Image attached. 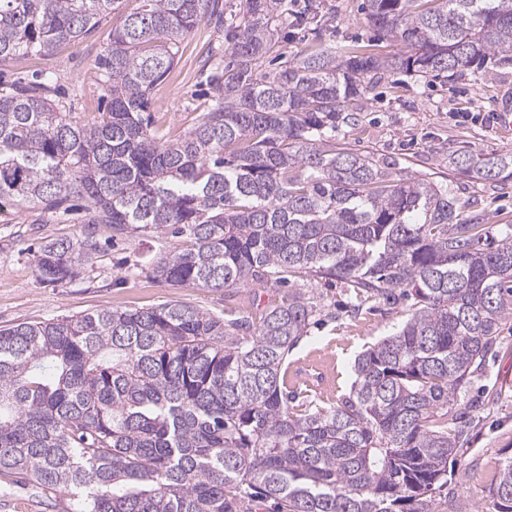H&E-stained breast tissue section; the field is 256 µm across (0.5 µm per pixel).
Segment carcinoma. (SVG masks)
<instances>
[{"label":"carcinoma","instance_id":"obj_1","mask_svg":"<svg viewBox=\"0 0 512 512\" xmlns=\"http://www.w3.org/2000/svg\"><path fill=\"white\" fill-rule=\"evenodd\" d=\"M125 0H0V64L89 35ZM219 0H139L98 60L109 98L77 121L53 79L0 83V208L62 217L89 201L83 232L33 254L41 283L68 284L113 236L173 230L180 248L144 268L211 290L312 276L362 306L394 290L401 327L355 359L354 390L303 406L281 370L321 309L294 291L259 320L175 302L0 326V473L71 487L76 512H435L448 459L468 440L455 411L512 318V224L491 250L480 215L434 181L392 177L336 144L366 79L453 81L512 68V0H364L402 50L382 58L326 44L256 70L288 0H243L212 105L175 140L152 128L151 93ZM448 168L495 183L512 156L451 153ZM512 512V457L488 488Z\"/></svg>","mask_w":512,"mask_h":512}]
</instances>
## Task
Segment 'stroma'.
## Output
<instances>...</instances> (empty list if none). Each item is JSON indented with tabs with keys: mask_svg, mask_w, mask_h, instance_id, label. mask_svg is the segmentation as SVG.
<instances>
[{
	"mask_svg": "<svg viewBox=\"0 0 512 512\" xmlns=\"http://www.w3.org/2000/svg\"><path fill=\"white\" fill-rule=\"evenodd\" d=\"M318 3L327 21L326 41L363 47L383 57L398 52L396 43L376 37L362 9L363 0ZM120 21L119 14H108L81 40L0 67V78L51 76L77 117L100 116L106 94L96 60ZM224 43L223 29L203 20L183 41L169 78L153 90L152 122L168 137L184 135L200 120L209 95L205 79L216 62L215 49ZM509 99L511 70L499 75L471 72L450 84L388 73L363 96L359 122L341 127L336 141L352 152L373 156L389 173L443 182L461 202H477L495 241L499 225L512 224V179L490 184L454 174L448 168V154L453 150L512 153V134L501 132L496 121L501 104ZM87 213L83 201L62 222L46 224L37 209L0 211V326L176 301L217 315L229 310L257 317L288 293L289 288L254 281L213 291L155 280L141 271V264L165 256L180 246V239L168 233L116 239L106 224L98 225L97 234L109 247L92 269L69 284L39 282L27 248L79 235ZM292 287L313 297L322 312L288 353L283 365L286 386L299 398L328 407L350 395L356 357L402 324L408 304L373 298L355 312L349 308L350 290L342 281L300 277L293 279ZM474 405L480 419L464 454L449 462L448 477L458 512H493L485 490L500 464L512 457V320L500 335L498 355L488 360L471 390L461 395L457 409L466 413ZM75 508L72 489L46 490L15 475L0 474V512H74Z\"/></svg>",
	"mask_w": 512,
	"mask_h": 512,
	"instance_id": "35a3bbf8",
	"label": "stroma"
}]
</instances>
